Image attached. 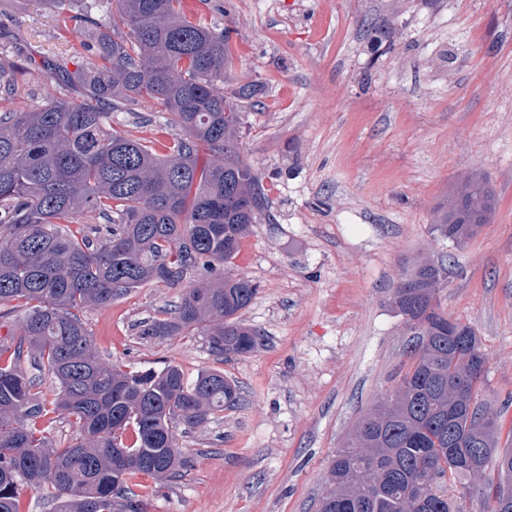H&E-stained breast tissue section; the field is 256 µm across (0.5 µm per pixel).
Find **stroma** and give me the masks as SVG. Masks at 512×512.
Returning <instances> with one entry per match:
<instances>
[{"label":"stroma","instance_id":"35a3bbf8","mask_svg":"<svg viewBox=\"0 0 512 512\" xmlns=\"http://www.w3.org/2000/svg\"><path fill=\"white\" fill-rule=\"evenodd\" d=\"M228 29L224 92L241 103L240 155L263 179L264 215L232 272L259 290L241 315L253 352L220 356L203 335L143 338L180 289L153 282L82 319L107 362L220 371L240 399L178 437L187 475L130 486L149 512H316L329 462L358 418L392 392L411 338L393 288L420 260L446 268L440 301L474 327L483 390L512 436V0H185ZM50 0H0V55L18 61L12 107L39 108L63 48ZM154 145L165 115L147 102L112 114ZM496 200L467 244L433 223L462 176Z\"/></svg>","mask_w":512,"mask_h":512}]
</instances>
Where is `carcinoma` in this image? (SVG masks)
<instances>
[{
	"instance_id": "obj_1",
	"label": "carcinoma",
	"mask_w": 512,
	"mask_h": 512,
	"mask_svg": "<svg viewBox=\"0 0 512 512\" xmlns=\"http://www.w3.org/2000/svg\"><path fill=\"white\" fill-rule=\"evenodd\" d=\"M51 2L59 38L76 37L51 75L77 78L83 93L0 113V328L8 304L26 309L0 337V512H18L21 485L55 488V512H147L128 482L187 473L178 428L234 405L238 389L220 371L190 383L175 365L106 364L81 313L150 282L186 283L173 316L140 335L202 332L224 356L256 348L239 315L257 288L228 269L267 204L261 177L237 152L238 101L250 93L224 94L229 35L187 16L183 0H112L109 24L72 11V0ZM18 70L0 58V100L11 98ZM141 101L179 130L161 154L108 122L107 107ZM493 208L470 174L450 188L434 226L464 244ZM79 216L93 236L67 231ZM444 274L424 261L398 282L394 303L413 333L407 370L395 398L356 421L336 450L318 512H463L490 466L498 481L481 498L491 500L493 485L491 512H512V448L500 447L497 416L478 393L487 356L470 325L456 319L448 330L437 301ZM54 416L75 425L65 446L50 438Z\"/></svg>"
}]
</instances>
